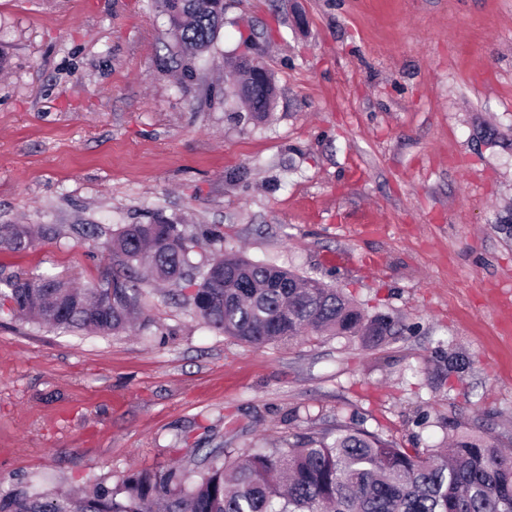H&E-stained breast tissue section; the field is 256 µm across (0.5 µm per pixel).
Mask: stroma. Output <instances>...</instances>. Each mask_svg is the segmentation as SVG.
<instances>
[{
	"label": "stroma",
	"mask_w": 512,
	"mask_h": 512,
	"mask_svg": "<svg viewBox=\"0 0 512 512\" xmlns=\"http://www.w3.org/2000/svg\"><path fill=\"white\" fill-rule=\"evenodd\" d=\"M225 2L183 83L155 0H0V225L57 227L0 248V278L106 286L120 260L103 241L160 213L404 330L255 348L197 316L191 287L147 277L150 325L120 335L2 308V490L173 466L193 481L210 451L340 426L427 451L456 421L512 448V0ZM249 50L276 86L260 123L216 94ZM451 352L473 368L444 380Z\"/></svg>",
	"instance_id": "1"
}]
</instances>
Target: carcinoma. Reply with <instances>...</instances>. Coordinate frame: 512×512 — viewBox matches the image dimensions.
<instances>
[{"mask_svg":"<svg viewBox=\"0 0 512 512\" xmlns=\"http://www.w3.org/2000/svg\"><path fill=\"white\" fill-rule=\"evenodd\" d=\"M174 44L169 66L194 77L189 52L209 50L224 27V0H157ZM231 87L256 119L271 112L273 86L246 62L233 68ZM50 225L0 226V247L21 252ZM196 237L158 217L127 224L107 242L126 274L110 288H75L58 278L11 275L0 279V307L29 322L63 331L114 335L136 316L139 273L147 269L190 295L197 314L215 329L261 347L328 332L378 342L397 335L389 314L370 316L340 291L268 264L218 250L204 272L187 277ZM469 358L448 354L442 376H458ZM444 454L401 448L363 429L300 436L281 447L233 455L216 451L198 480L183 473L141 471L120 487L87 491L0 492V512H512V449L451 428Z\"/></svg>","mask_w":512,"mask_h":512,"instance_id":"carcinoma-1","label":"carcinoma"}]
</instances>
